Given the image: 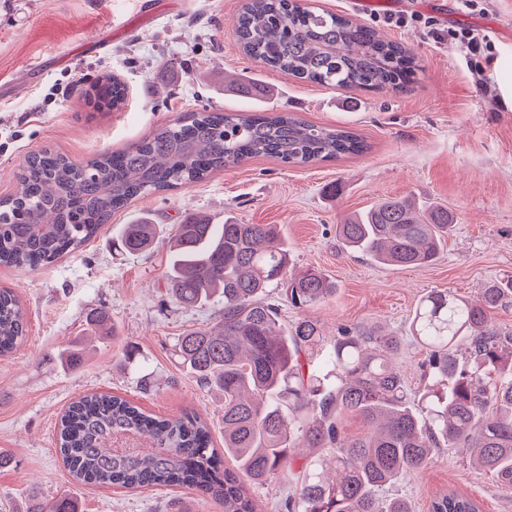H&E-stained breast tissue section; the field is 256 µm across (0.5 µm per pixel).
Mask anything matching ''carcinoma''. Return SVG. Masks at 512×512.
<instances>
[{
	"label": "carcinoma",
	"mask_w": 512,
	"mask_h": 512,
	"mask_svg": "<svg viewBox=\"0 0 512 512\" xmlns=\"http://www.w3.org/2000/svg\"><path fill=\"white\" fill-rule=\"evenodd\" d=\"M235 35L261 66L334 89L406 90L419 70L410 49L352 18L287 0H243ZM127 88L114 78L82 92L115 107ZM345 126L317 125L294 112H192L120 151H103L80 166L44 150L27 159L16 190L0 200V265L47 267L94 238L112 214L137 196L207 179L257 157L309 166L367 152ZM457 217L443 205L385 197L343 218L344 249L384 266L422 268L438 261ZM157 225L125 224L117 245L145 252ZM164 284L186 309L220 305L218 321L179 337L174 355L224 397V447L216 448L196 412L162 416L126 398L87 393L57 427V452L80 485L139 489L187 488L224 504V512H256L250 486L282 471L297 484L287 512H411L402 497H382L398 477L429 464L445 449L466 450L492 482L512 487V332L492 312L512 304V276L492 280L469 302L433 290L417 303L411 335L430 351L432 383L411 394L391 356L400 338L356 326L330 341L302 317L288 327L264 298L286 287L288 301L308 308L336 293L317 269L289 272L288 247L274 224H213L190 215L174 226ZM91 326L117 336L107 312ZM26 309L0 289V354L27 338ZM325 353L328 372L306 373ZM79 353H43L44 364L77 363ZM355 415L369 428L352 438L341 427ZM138 434L148 452L114 446ZM433 512H481L456 489L438 496Z\"/></svg>",
	"instance_id": "carcinoma-1"
}]
</instances>
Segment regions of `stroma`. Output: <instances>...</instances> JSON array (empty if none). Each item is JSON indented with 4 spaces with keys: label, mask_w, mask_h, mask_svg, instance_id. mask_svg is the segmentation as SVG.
<instances>
[{
    "label": "stroma",
    "mask_w": 512,
    "mask_h": 512,
    "mask_svg": "<svg viewBox=\"0 0 512 512\" xmlns=\"http://www.w3.org/2000/svg\"><path fill=\"white\" fill-rule=\"evenodd\" d=\"M439 14L424 0L406 12L434 17L439 28H477L495 45L492 94L476 88L472 65L421 30L383 29L412 49L420 70L406 91H336L259 67L236 42L241 0H0V199L16 188L26 160L51 148L79 164L148 137L156 127L206 108L261 104L287 109L320 125H344L364 136L369 151L308 167L254 158L207 180L133 200L79 251L47 268L0 266V288L13 290L29 319L27 341L0 357V512H26L31 499L65 495L80 512H224L193 491L157 486L135 491L75 484L56 452L57 422L89 391L120 394L168 416L196 410L224 442V402L176 359L179 336L211 322L212 304L186 310L165 293L168 233L186 213L223 223L275 224L295 268L320 270L336 285L325 302L294 308L270 289L283 324L316 320L326 336L360 324L400 336L395 364L411 392L429 382L427 350L411 336L418 301L435 289L477 300L487 281L512 276V0H490L482 13L447 0ZM243 73L241 95L224 78ZM115 76L128 93L116 110H99L75 81ZM414 195L448 206L458 223L441 259L425 268L381 266L343 249L336 226L382 197ZM159 224L151 250L136 256L113 246L122 225ZM105 309L119 334L88 338L87 320ZM86 339L73 370L40 363L43 351ZM456 488L478 498L484 512H512V488L473 469L465 454L439 453L403 475L384 496L431 512L435 496Z\"/></svg>",
    "instance_id": "1"
}]
</instances>
